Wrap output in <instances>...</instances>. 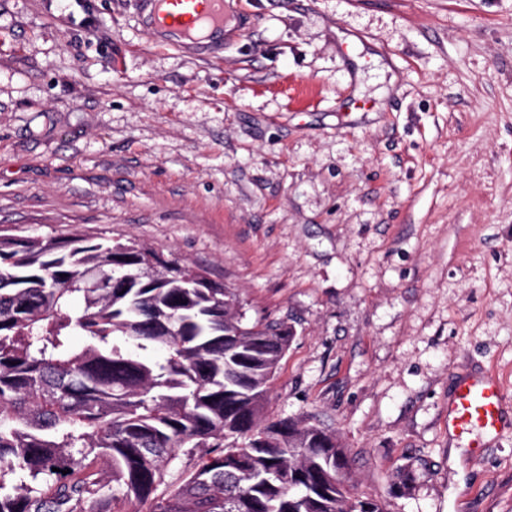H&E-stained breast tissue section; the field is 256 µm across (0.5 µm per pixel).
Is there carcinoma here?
Returning <instances> with one entry per match:
<instances>
[{
    "label": "carcinoma",
    "instance_id": "1",
    "mask_svg": "<svg viewBox=\"0 0 512 512\" xmlns=\"http://www.w3.org/2000/svg\"><path fill=\"white\" fill-rule=\"evenodd\" d=\"M148 254L0 236V512H384L336 434L264 419L292 327L189 265L140 275ZM184 448L204 452L165 483Z\"/></svg>",
    "mask_w": 512,
    "mask_h": 512
}]
</instances>
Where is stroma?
Here are the masks:
<instances>
[{
	"instance_id": "obj_1",
	"label": "stroma",
	"mask_w": 512,
	"mask_h": 512,
	"mask_svg": "<svg viewBox=\"0 0 512 512\" xmlns=\"http://www.w3.org/2000/svg\"><path fill=\"white\" fill-rule=\"evenodd\" d=\"M216 56L138 0H0V235L135 240L295 336L267 419L385 512H512V0H240ZM483 370L510 423L448 433Z\"/></svg>"
}]
</instances>
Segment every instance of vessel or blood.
<instances>
[{"mask_svg":"<svg viewBox=\"0 0 512 512\" xmlns=\"http://www.w3.org/2000/svg\"><path fill=\"white\" fill-rule=\"evenodd\" d=\"M150 27L178 38L199 40L207 31L226 30L234 9L228 0H151ZM507 398L501 384L488 373L457 379L448 402V432L463 441L470 457L482 454L487 438L504 426Z\"/></svg>","mask_w":512,"mask_h":512,"instance_id":"obj_1","label":"vessel or blood"}]
</instances>
